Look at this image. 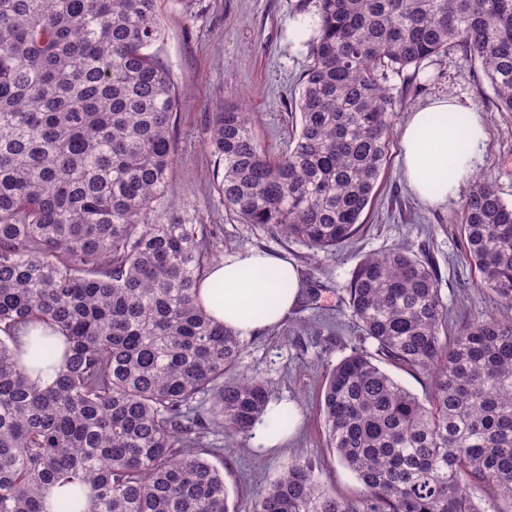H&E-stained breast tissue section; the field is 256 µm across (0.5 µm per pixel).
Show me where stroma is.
<instances>
[{
	"mask_svg": "<svg viewBox=\"0 0 512 512\" xmlns=\"http://www.w3.org/2000/svg\"><path fill=\"white\" fill-rule=\"evenodd\" d=\"M156 10L165 34L150 52L179 90L177 166L166 193L170 208L212 226L216 255L265 251L310 274L322 287L316 305L299 302L280 325L243 340L239 370L267 381L273 402L293 404L300 426L287 443L265 453L255 451L250 437L234 439L217 430L207 435L206 444L223 451L232 512H252L256 493L299 457L310 461L323 487L356 496L357 479L326 446L318 400L326 375L339 360L361 346L376 350L373 342H361L345 305L343 288L359 261L408 244L437 268L449 330L490 316L512 319V305L478 287V274L464 255L457 225L470 186L462 187L459 199L439 207L421 202L402 174L401 129L411 112L448 96L482 113L487 141L477 172L492 177L502 198L512 203V113L496 111L492 91L456 51L425 61L418 74L392 76L388 153L376 198L364 215L366 226L335 251L315 254L300 241L240 223L225 210L215 190V159L206 148L213 112L234 105L254 113L255 137L271 157L287 151L296 133L290 106L310 63L306 41L316 19L314 0H157Z\"/></svg>",
	"mask_w": 512,
	"mask_h": 512,
	"instance_id": "stroma-1",
	"label": "stroma"
}]
</instances>
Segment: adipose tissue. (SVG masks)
I'll return each mask as SVG.
<instances>
[{
	"instance_id": "adipose-tissue-1",
	"label": "adipose tissue",
	"mask_w": 512,
	"mask_h": 512,
	"mask_svg": "<svg viewBox=\"0 0 512 512\" xmlns=\"http://www.w3.org/2000/svg\"><path fill=\"white\" fill-rule=\"evenodd\" d=\"M486 127L479 113L444 97L413 112L402 129L403 174L428 205L457 197L480 162ZM302 284L295 267L269 253L241 250L211 266L198 297L215 321L248 336L277 325L295 305ZM296 410L272 406L255 431V445L273 448L298 425Z\"/></svg>"
}]
</instances>
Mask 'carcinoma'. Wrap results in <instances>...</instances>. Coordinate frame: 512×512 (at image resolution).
Instances as JSON below:
<instances>
[{"label": "carcinoma", "instance_id": "obj_1", "mask_svg": "<svg viewBox=\"0 0 512 512\" xmlns=\"http://www.w3.org/2000/svg\"><path fill=\"white\" fill-rule=\"evenodd\" d=\"M156 0H0V512H231L204 446L247 437L272 401L237 373L240 336L196 301L212 232L163 202L178 90L147 49ZM299 131L270 159L250 113H213L217 190L243 224L328 252L364 229L385 164L390 78L450 50L512 113V0H318ZM480 282L512 304V205L481 179L459 219ZM362 341L429 382L421 400L357 348L325 380L327 447L361 485L318 483L301 458L253 512H506L512 508V321L448 336L435 268L406 244L360 261L345 286ZM67 344L54 383L14 332ZM482 491L481 499L475 492Z\"/></svg>", "mask_w": 512, "mask_h": 512}]
</instances>
